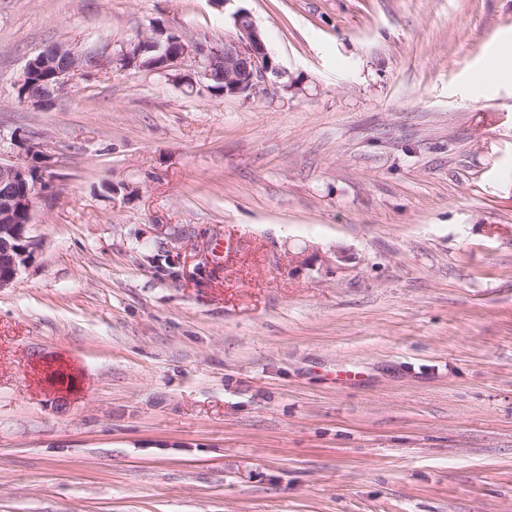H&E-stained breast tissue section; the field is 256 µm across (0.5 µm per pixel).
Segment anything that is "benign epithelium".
Instances as JSON below:
<instances>
[{
  "instance_id": "1",
  "label": "benign epithelium",
  "mask_w": 512,
  "mask_h": 512,
  "mask_svg": "<svg viewBox=\"0 0 512 512\" xmlns=\"http://www.w3.org/2000/svg\"><path fill=\"white\" fill-rule=\"evenodd\" d=\"M236 35L224 39L217 47L200 41L189 40L162 24L151 26L150 33L139 34L122 47L117 54L107 50L95 55L101 69L122 63L130 69L140 44L151 43L158 66L138 65L140 69L155 71L173 79H184L181 67L190 62L199 69L200 76L209 80L215 71L224 73V96L246 98L262 93L274 94L288 85L279 83L284 72L269 54L252 18L239 11L234 16ZM86 56L61 48L46 49L31 58L19 79L24 83L30 69L40 64L51 69L53 81L36 91H27L19 102L43 106L62 94L83 69ZM40 185L26 162H0V290L11 286L21 270L32 260L38 242L29 235L30 223H18V216L32 219V203Z\"/></svg>"
}]
</instances>
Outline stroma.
Here are the masks:
<instances>
[{
	"label": "stroma",
	"instance_id": "1",
	"mask_svg": "<svg viewBox=\"0 0 512 512\" xmlns=\"http://www.w3.org/2000/svg\"><path fill=\"white\" fill-rule=\"evenodd\" d=\"M240 10L285 90L17 100L48 47ZM511 37L512 0H0V160L44 148L0 512H512Z\"/></svg>",
	"mask_w": 512,
	"mask_h": 512
}]
</instances>
